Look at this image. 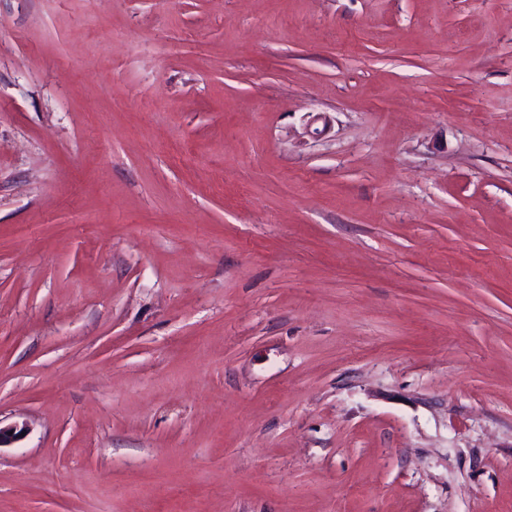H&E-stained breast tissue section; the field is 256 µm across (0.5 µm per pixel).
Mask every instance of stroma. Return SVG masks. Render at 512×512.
Segmentation results:
<instances>
[{
  "mask_svg": "<svg viewBox=\"0 0 512 512\" xmlns=\"http://www.w3.org/2000/svg\"><path fill=\"white\" fill-rule=\"evenodd\" d=\"M0 512H512V0H0Z\"/></svg>",
  "mask_w": 512,
  "mask_h": 512,
  "instance_id": "stroma-1",
  "label": "stroma"
}]
</instances>
